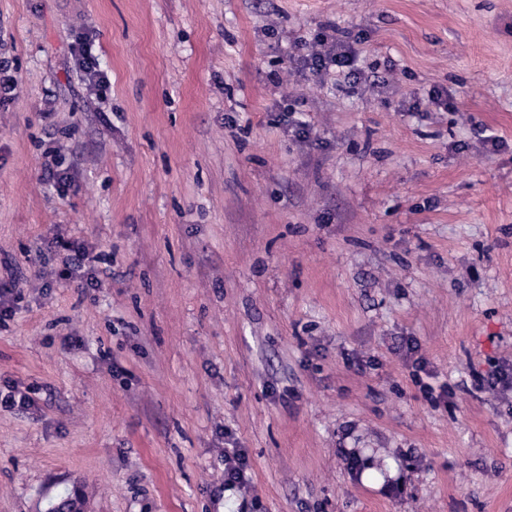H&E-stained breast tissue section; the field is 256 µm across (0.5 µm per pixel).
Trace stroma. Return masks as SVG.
<instances>
[{
    "label": "stroma",
    "instance_id": "1",
    "mask_svg": "<svg viewBox=\"0 0 512 512\" xmlns=\"http://www.w3.org/2000/svg\"><path fill=\"white\" fill-rule=\"evenodd\" d=\"M326 24L379 83L290 74ZM0 57V249L113 258L0 327L35 402L0 407V512H512V0H0ZM77 70L81 80L90 91L97 94L105 90L109 83L108 73L101 68L96 56L91 52V47L82 39L78 40L75 47ZM60 164L56 161L53 164H45L40 179L50 183L57 188L60 196H67L70 191L76 190L75 184L64 170L59 169ZM52 243L59 252L65 254L62 261L64 267L56 274L58 278H79L81 283L78 286L85 290L102 286L103 281L99 278L98 269L86 264V261L90 260L88 246L68 238L62 231L56 233ZM250 462L243 448H228L224 451V487L249 488Z\"/></svg>",
    "mask_w": 512,
    "mask_h": 512
}]
</instances>
